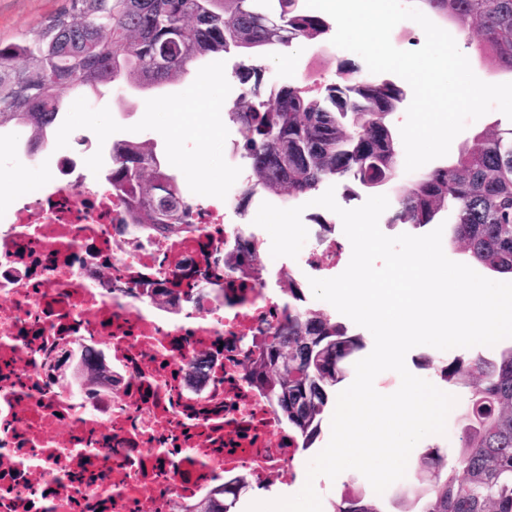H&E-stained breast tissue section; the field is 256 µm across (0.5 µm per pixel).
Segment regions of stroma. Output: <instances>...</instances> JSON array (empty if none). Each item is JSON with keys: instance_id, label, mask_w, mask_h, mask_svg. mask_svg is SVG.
Returning a JSON list of instances; mask_svg holds the SVG:
<instances>
[{"instance_id": "obj_1", "label": "stroma", "mask_w": 512, "mask_h": 512, "mask_svg": "<svg viewBox=\"0 0 512 512\" xmlns=\"http://www.w3.org/2000/svg\"><path fill=\"white\" fill-rule=\"evenodd\" d=\"M65 0H0V40L8 41L30 34L45 20L54 15ZM352 52L337 48L330 39H323L306 46L283 47L265 59V79L272 85L296 84L307 80L316 85L332 81L336 64L352 59ZM242 62L241 56L216 54L208 57L200 66L209 76L206 87H198L195 76L172 82L163 89L148 92L132 104H121L123 89H113L90 101H80L73 92H66L69 102L66 125L70 130L67 138L29 155L25 135L13 133L0 137V215L7 213L24 188L45 181L56 168L61 152L75 153L79 164L76 176L92 179L98 177L101 163V147L106 137H134L149 141L163 152H170V135L177 122L180 108H187L193 124L200 128L225 126L227 137L223 140L180 139L181 168L178 179L185 194L200 199L202 193L222 192L227 180L239 176V169L220 165L228 145L240 140L241 133L234 124L224 121L225 101L235 100L239 85L235 71ZM433 352L432 347L418 346L406 356V365L414 375L435 384L440 390L456 396L457 403L447 419V432L424 440L421 447L412 450L407 469L408 476L393 483L376 501L382 512H400L397 498L411 501L416 486L411 476L421 462L425 449L439 448L447 455H454L458 447L457 428L467 398L462 389L448 386L426 365ZM331 435L330 423H323L321 433L312 448L298 451L292 461L296 474L293 482L279 483L270 480L267 487L249 488L243 491L240 501H272L278 492L288 491L296 495L306 481L309 461L325 447Z\"/></svg>"}]
</instances>
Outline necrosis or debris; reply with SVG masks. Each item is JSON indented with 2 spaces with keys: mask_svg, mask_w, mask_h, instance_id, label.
I'll list each match as a JSON object with an SVG mask.
<instances>
[{
  "mask_svg": "<svg viewBox=\"0 0 512 512\" xmlns=\"http://www.w3.org/2000/svg\"><path fill=\"white\" fill-rule=\"evenodd\" d=\"M75 167L61 156L0 218V512H173L240 470L292 481L280 417L225 345L271 318L269 289L251 284L243 302L207 303L205 320L192 309L159 314L144 299L156 288L182 298L223 287L239 184L197 202L189 221L199 232L120 249L128 198L74 177ZM103 336L120 381L111 396L46 376L49 355L96 361ZM199 350L207 364L191 381L181 366Z\"/></svg>",
  "mask_w": 512,
  "mask_h": 512,
  "instance_id": "obj_1",
  "label": "necrosis or debris"
}]
</instances>
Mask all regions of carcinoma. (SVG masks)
I'll return each instance as SVG.
<instances>
[{
  "label": "carcinoma",
  "mask_w": 512,
  "mask_h": 512,
  "mask_svg": "<svg viewBox=\"0 0 512 512\" xmlns=\"http://www.w3.org/2000/svg\"><path fill=\"white\" fill-rule=\"evenodd\" d=\"M302 0H66L32 34L0 41V131L19 130L27 150L41 149L61 128L62 91L95 98L105 88H150L171 83L211 54L244 56L236 71L240 95L224 118L239 127L250 174L238 203L274 193L289 203L317 194L328 180L393 193V224L418 228L453 213V241L477 264L512 276V127L475 135L458 158L416 178L402 176V144L390 118L404 102L402 84L369 78L350 61L336 78L316 88L283 84L261 94L264 69L255 60L282 46L322 39L331 30ZM426 13L444 17L496 72L512 73V0H419ZM112 190L131 201L121 232L174 235L187 223L193 202L163 153L125 140L109 151L104 171ZM261 246L246 233L224 257L227 291L246 280L263 281ZM280 316L247 337L243 379L276 405L288 422L292 446L306 450L355 354L361 336L306 305L293 279ZM446 383L469 390L459 450L421 459L416 512H512V347L488 360L481 355L450 362L427 360ZM53 380L93 393L112 382L105 365L89 370L47 358ZM251 483L216 486L186 512H232L237 490ZM333 512H382L360 491L347 489Z\"/></svg>",
  "instance_id": "carcinoma-1"
}]
</instances>
